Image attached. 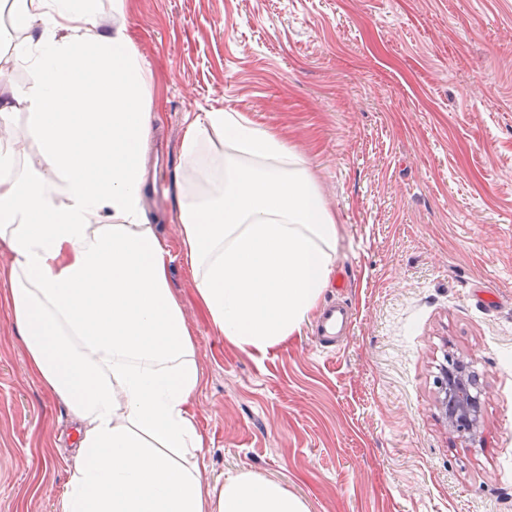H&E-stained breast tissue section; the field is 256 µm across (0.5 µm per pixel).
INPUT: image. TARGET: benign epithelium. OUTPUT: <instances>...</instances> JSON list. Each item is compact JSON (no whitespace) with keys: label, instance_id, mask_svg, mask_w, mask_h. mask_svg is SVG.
Masks as SVG:
<instances>
[{"label":"benign epithelium","instance_id":"7a95c632","mask_svg":"<svg viewBox=\"0 0 512 512\" xmlns=\"http://www.w3.org/2000/svg\"><path fill=\"white\" fill-rule=\"evenodd\" d=\"M438 406L448 424L462 426V433L469 436L476 434L481 404L479 395L473 392L466 363L456 361L443 368Z\"/></svg>","mask_w":512,"mask_h":512}]
</instances>
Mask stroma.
I'll return each mask as SVG.
<instances>
[{
	"instance_id": "obj_1",
	"label": "stroma",
	"mask_w": 512,
	"mask_h": 512,
	"mask_svg": "<svg viewBox=\"0 0 512 512\" xmlns=\"http://www.w3.org/2000/svg\"><path fill=\"white\" fill-rule=\"evenodd\" d=\"M152 74L146 207L181 248L175 184L197 112L241 113L306 163L339 237L323 301L349 304L336 353L310 327L260 354L227 343L192 281L170 286L205 384L209 481L251 473L309 512H502L512 497V0H126ZM481 395L449 434L447 357ZM66 406L27 374L0 307V512H55L74 460Z\"/></svg>"
}]
</instances>
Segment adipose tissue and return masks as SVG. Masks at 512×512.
<instances>
[{"label":"adipose tissue","mask_w":512,"mask_h":512,"mask_svg":"<svg viewBox=\"0 0 512 512\" xmlns=\"http://www.w3.org/2000/svg\"><path fill=\"white\" fill-rule=\"evenodd\" d=\"M6 6L16 38L0 61V298L28 374L69 410L78 460L56 512H309L248 473L204 482L203 374L170 272L181 263L225 341L267 352L331 282L335 212L281 137L235 112L200 113L180 145L172 256L146 217L151 72L126 0Z\"/></svg>","instance_id":"ef3b65f1"}]
</instances>
